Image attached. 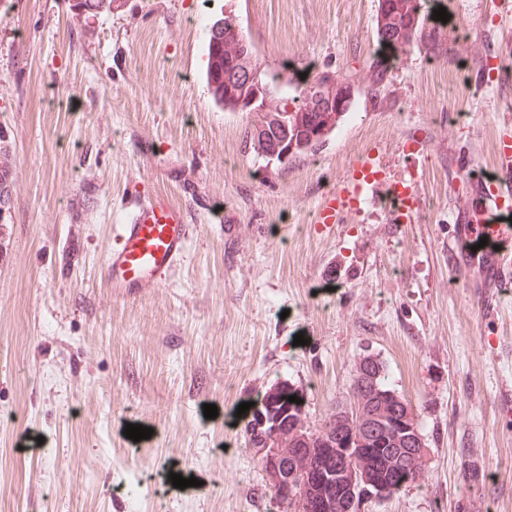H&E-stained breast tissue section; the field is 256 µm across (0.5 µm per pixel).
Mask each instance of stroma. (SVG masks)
Listing matches in <instances>:
<instances>
[{
  "label": "stroma",
  "instance_id": "1",
  "mask_svg": "<svg viewBox=\"0 0 512 512\" xmlns=\"http://www.w3.org/2000/svg\"><path fill=\"white\" fill-rule=\"evenodd\" d=\"M495 2L452 0L447 59L408 54L385 103L360 86L336 132L280 165L246 146L247 113L214 104L208 25L238 14L270 70L359 74L376 0H119L97 15L0 0V512H286L238 406L285 382L319 427L367 354L428 455L416 483L358 512H512V286L485 288L456 248L512 133V84L488 61L512 62V20ZM366 153L412 185V212L396 219L376 190L318 223ZM155 195L193 236L156 294L113 298L106 248ZM129 421L151 437L126 438ZM0 217H3L10 208L12 198V166L9 160V149L0 140ZM4 200H10L5 203Z\"/></svg>",
  "mask_w": 512,
  "mask_h": 512
}]
</instances>
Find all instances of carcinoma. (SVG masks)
<instances>
[{"label": "carcinoma", "mask_w": 512, "mask_h": 512, "mask_svg": "<svg viewBox=\"0 0 512 512\" xmlns=\"http://www.w3.org/2000/svg\"><path fill=\"white\" fill-rule=\"evenodd\" d=\"M376 47L364 77L336 74L334 89L323 91L317 88L322 72L306 68L307 76L295 79L282 78L281 73H268L258 62L255 47L247 42L237 16L228 14L215 20L209 27L207 62L204 79L216 106L229 111H239L242 98L254 93L248 85L228 75L237 68L251 66L259 72L263 91L271 96L266 98L265 110L255 114V119L245 130V143L256 154L269 161H280V155L288 152L292 159L315 147L339 126L355 102L356 83L364 80L369 84L372 98L381 102L387 99L385 85L389 69L404 56L416 50L430 61H439L448 55V27L440 20L433 19L429 0H377L376 4ZM287 85L295 94L278 95L282 85ZM293 106L288 115V128L273 127L274 122L288 106ZM12 198V166L9 149L0 141V199ZM386 367L380 360L365 356L361 359L354 380L353 396L364 406L388 408L395 406L401 413L414 412L411 403L397 395L385 383ZM297 401L290 402L288 397ZM281 404L272 405L266 394L255 406L251 419L244 424V436L254 447L262 446L265 429L258 427L257 413L270 414V410H292L285 418L299 416L303 392L286 384H280ZM348 409L333 410L318 428L303 432L304 441L310 448L329 444L344 448L353 437V425L347 422Z\"/></svg>", "instance_id": "obj_1"}]
</instances>
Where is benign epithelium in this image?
<instances>
[{"label": "benign epithelium", "instance_id": "obj_1", "mask_svg": "<svg viewBox=\"0 0 512 512\" xmlns=\"http://www.w3.org/2000/svg\"><path fill=\"white\" fill-rule=\"evenodd\" d=\"M355 447L353 448H280L279 428L273 426L266 447L254 449L265 463L273 491L293 495L299 512H356L357 495L385 497L418 479L417 463L426 459L428 448L410 416L403 418L401 441L414 444L408 454L391 457L372 447L374 436L385 431L388 421L380 415L363 414L353 404ZM321 484L320 493H305L309 485Z\"/></svg>", "mask_w": 512, "mask_h": 512}]
</instances>
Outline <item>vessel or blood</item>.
<instances>
[{"label": "vessel or blood", "mask_w": 512, "mask_h": 512, "mask_svg": "<svg viewBox=\"0 0 512 512\" xmlns=\"http://www.w3.org/2000/svg\"><path fill=\"white\" fill-rule=\"evenodd\" d=\"M386 185L400 202L412 200L410 187L385 183L378 157L365 154L356 162L347 186L329 194L319 208L322 222L332 223L345 208H357L369 189ZM497 207L496 195L486 193L480 205L471 207L467 220L486 244L475 253L474 265L488 283L512 275V225L496 224L491 215ZM193 228L182 212L168 199L155 196L142 201L132 218L120 225L116 241L107 249L99 268L101 284L114 296L132 298L160 288L185 251Z\"/></svg>", "instance_id": "1"}]
</instances>
